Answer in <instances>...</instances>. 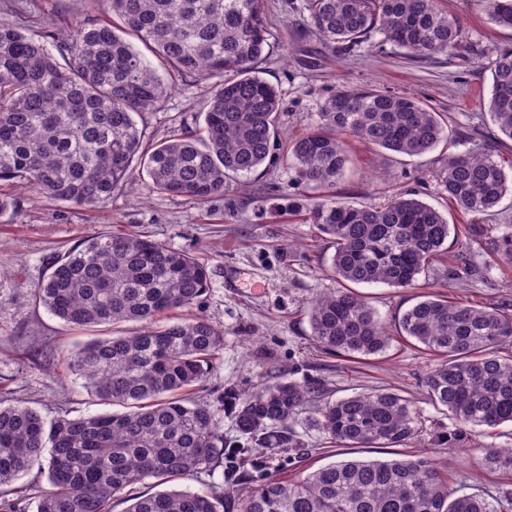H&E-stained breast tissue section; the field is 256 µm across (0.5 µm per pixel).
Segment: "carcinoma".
<instances>
[{
  "mask_svg": "<svg viewBox=\"0 0 512 512\" xmlns=\"http://www.w3.org/2000/svg\"><path fill=\"white\" fill-rule=\"evenodd\" d=\"M314 30L351 48L380 33L411 58L453 53L457 18L438 0H304ZM488 20L512 29V0H483ZM264 0H105L104 19L74 31L36 35L22 22H0V215L24 188L50 200L92 208L142 165L159 194L204 204L263 165L278 130L279 91L258 75L269 46ZM144 49H139L132 39ZM174 77L210 81L202 135L191 131L143 151L135 117L154 111L172 91L146 58ZM488 110L512 140V48L497 52ZM352 134L395 154L421 156L448 141V117L414 97L372 89L342 90L322 105L319 122L288 148L292 185L315 186L324 198L290 194L336 245L332 272L345 286L317 296L308 309L311 338L328 354L363 357L384 351L388 326L346 284L415 285L455 245L453 279L479 273L464 261L479 225L459 238L441 212L395 194L384 203L348 205L336 198ZM436 177L449 202L478 219L512 189L504 163L483 145L449 155ZM209 289L204 263L185 251L132 235H97L54 264L38 288L48 310L85 329L146 323L130 336L104 333L77 344L71 373L121 413L45 423L26 406H0V488L39 465L50 488L36 512H512L509 494L490 499L450 485L446 467L407 448L427 434L406 397L388 390L331 399L325 385L279 379L228 393L226 405L249 446H229L216 410L185 397L201 384L224 346L207 318L170 313L198 304ZM395 329L442 357L424 378L428 399L454 416L460 435L512 423V305L484 306L426 296ZM343 448H396L388 460L348 459L295 479L267 474L246 482L259 448L301 451L288 426L302 411ZM480 464L512 469V448L480 449ZM224 468V485L206 491L174 482ZM148 479L167 489L135 495Z\"/></svg>",
  "mask_w": 512,
  "mask_h": 512,
  "instance_id": "obj_1",
  "label": "carcinoma"
}]
</instances>
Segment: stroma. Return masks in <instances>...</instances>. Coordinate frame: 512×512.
<instances>
[{
    "label": "stroma",
    "mask_w": 512,
    "mask_h": 512,
    "mask_svg": "<svg viewBox=\"0 0 512 512\" xmlns=\"http://www.w3.org/2000/svg\"><path fill=\"white\" fill-rule=\"evenodd\" d=\"M439 5L460 21L462 45L451 56L413 59L377 34L352 50L325 42L310 27L303 0H264L271 48L259 72L281 95L279 145L311 128L337 91L371 88L414 96L447 115L452 152L484 141L493 155L512 158V141L498 134L487 110L492 62L497 50L512 46V31L487 22L482 0H439ZM103 14L102 0H0V22L23 20L39 32L72 30ZM173 85L158 108L139 121L145 144L204 123L209 81L177 79ZM345 143L352 165L336 186L341 202L379 203L387 195L411 192L449 223H458L435 176L444 162L442 150L409 158L351 136ZM293 176L278 156L204 204L153 192L138 171L94 208L18 191L15 207L0 215V404L33 408L48 421L112 412L111 404L74 379L68 356L80 335L40 302L37 289L53 263L86 237L146 235L192 253L209 274V290L193 311L223 330L224 346L206 380L192 388V398L214 404L226 391L242 393L279 377L322 382L335 398L388 389L408 397L428 429L449 436V443L428 439L422 446L447 463L454 487L493 495L512 490V475L481 468L477 451L481 445L512 447V424L489 432L478 427L452 440L454 417L427 397L423 378L437 359L422 345L397 337L385 352L347 360L313 344L309 306L338 286L330 270L334 244L303 215L289 211ZM481 224L483 232L467 255L479 278H448L444 264L436 262L416 287L362 284L359 292L390 325L423 292L487 306L511 303L512 265L501 260L496 243L512 233V197ZM295 429L305 453L261 455L248 471L251 479L265 472L292 479L337 459L385 457L374 448H328L323 435L302 420Z\"/></svg>",
    "instance_id": "35a3bbf8"
}]
</instances>
